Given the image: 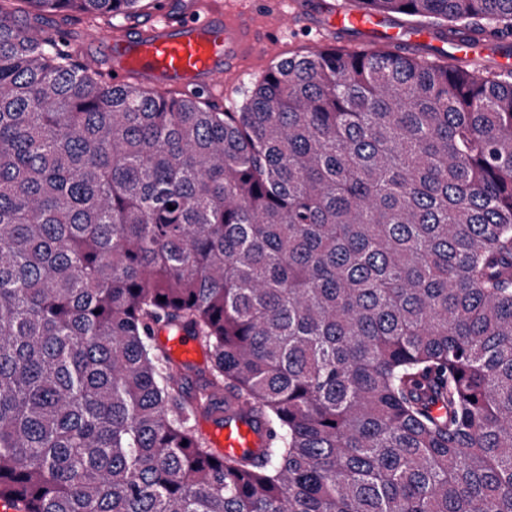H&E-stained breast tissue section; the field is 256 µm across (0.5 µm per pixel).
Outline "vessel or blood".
Masks as SVG:
<instances>
[{
    "label": "vessel or blood",
    "instance_id": "1",
    "mask_svg": "<svg viewBox=\"0 0 512 512\" xmlns=\"http://www.w3.org/2000/svg\"><path fill=\"white\" fill-rule=\"evenodd\" d=\"M320 38L339 34L357 50L386 49L403 53L424 43L441 47L444 37L427 30H406L387 21L384 14L369 9L343 10L331 0H314ZM264 24L254 10L227 13L216 9L195 12L183 20L158 11L136 30L120 28L100 37V60L112 65V82L153 84L185 96L217 89L219 79L237 71L251 54L274 53L277 40L265 36ZM167 348L180 364L196 363L198 344L187 334L169 339ZM207 435L217 454L239 453L264 446L267 432L248 419L231 423L213 417Z\"/></svg>",
    "mask_w": 512,
    "mask_h": 512
}]
</instances>
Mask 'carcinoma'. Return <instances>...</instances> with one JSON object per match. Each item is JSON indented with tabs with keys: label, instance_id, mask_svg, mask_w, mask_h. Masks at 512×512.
Wrapping results in <instances>:
<instances>
[{
	"label": "carcinoma",
	"instance_id": "1",
	"mask_svg": "<svg viewBox=\"0 0 512 512\" xmlns=\"http://www.w3.org/2000/svg\"><path fill=\"white\" fill-rule=\"evenodd\" d=\"M0 0V494L33 512H512V69L314 51L237 112ZM90 24L142 0H25ZM512 35V0H345ZM160 329L210 366L178 365ZM258 407L218 457L200 415Z\"/></svg>",
	"mask_w": 512,
	"mask_h": 512
}]
</instances>
